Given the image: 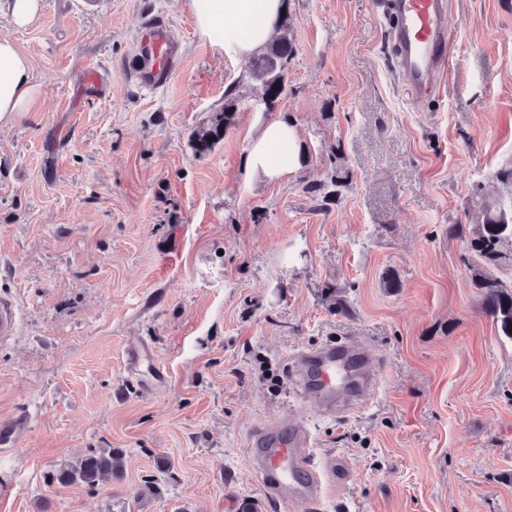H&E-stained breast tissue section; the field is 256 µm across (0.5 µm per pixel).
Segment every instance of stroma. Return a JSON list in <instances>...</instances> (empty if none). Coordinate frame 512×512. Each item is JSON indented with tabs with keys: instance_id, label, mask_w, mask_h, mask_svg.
<instances>
[{
	"instance_id": "1",
	"label": "stroma",
	"mask_w": 512,
	"mask_h": 512,
	"mask_svg": "<svg viewBox=\"0 0 512 512\" xmlns=\"http://www.w3.org/2000/svg\"><path fill=\"white\" fill-rule=\"evenodd\" d=\"M294 53L273 111L247 63L215 52L183 0H41L18 27L24 116L0 127V512H512V338L484 311L452 224L474 231L512 166V0H451L438 93L411 101L375 0H287ZM181 60L141 90L125 70L144 18ZM232 99L224 137L191 136ZM285 118L302 162L248 174ZM338 195L314 186L330 178ZM345 336L380 357L377 399L328 417L290 354ZM150 360L128 374L125 354ZM303 421L327 466L316 508L266 499L247 439ZM124 459L91 491L53 476Z\"/></svg>"
}]
</instances>
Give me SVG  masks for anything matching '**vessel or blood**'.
I'll return each mask as SVG.
<instances>
[{
    "instance_id": "vessel-or-blood-1",
    "label": "vessel or blood",
    "mask_w": 512,
    "mask_h": 512,
    "mask_svg": "<svg viewBox=\"0 0 512 512\" xmlns=\"http://www.w3.org/2000/svg\"><path fill=\"white\" fill-rule=\"evenodd\" d=\"M388 43L396 69L413 99L435 94L448 70L452 36L450 0H384ZM176 46L165 22L150 18L142 25L133 74L139 85L157 90L175 66ZM375 351L343 339L297 351L290 381L301 386L323 412L369 401L378 384L372 368ZM310 433L303 422L276 421L255 430L249 440V461L264 496L287 503L313 502L324 492L322 471L308 450Z\"/></svg>"
}]
</instances>
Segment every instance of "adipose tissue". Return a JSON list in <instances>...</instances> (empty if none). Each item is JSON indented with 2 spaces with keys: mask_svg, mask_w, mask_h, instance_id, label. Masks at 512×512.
<instances>
[{
  "mask_svg": "<svg viewBox=\"0 0 512 512\" xmlns=\"http://www.w3.org/2000/svg\"><path fill=\"white\" fill-rule=\"evenodd\" d=\"M197 32L217 53L246 59L260 53L280 30L285 0H185ZM29 60L14 40L0 35V126L28 112L34 99ZM300 139L286 119L267 123L251 141L249 173L275 180L299 166Z\"/></svg>",
  "mask_w": 512,
  "mask_h": 512,
  "instance_id": "obj_1",
  "label": "adipose tissue"
}]
</instances>
